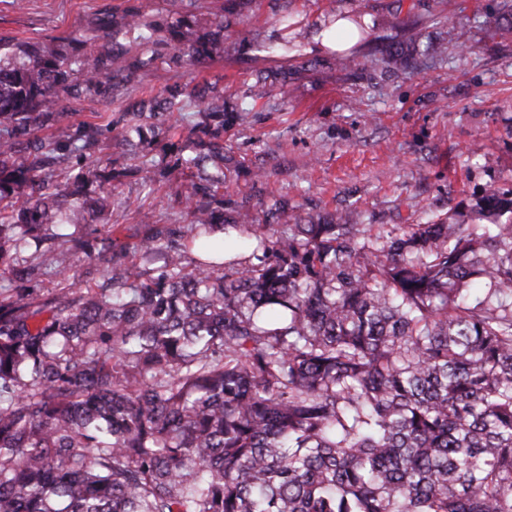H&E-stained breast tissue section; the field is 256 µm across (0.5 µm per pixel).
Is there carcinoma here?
I'll list each match as a JSON object with an SVG mask.
<instances>
[{"mask_svg":"<svg viewBox=\"0 0 512 512\" xmlns=\"http://www.w3.org/2000/svg\"><path fill=\"white\" fill-rule=\"evenodd\" d=\"M229 2L122 0L77 54L0 37V512H512V189L427 224L240 212L224 258L225 124L290 93L286 65L199 77L255 38ZM88 98L107 123L47 133ZM108 141L189 220L139 211L128 263L89 220L128 173ZM73 257L91 284L40 288Z\"/></svg>","mask_w":512,"mask_h":512,"instance_id":"obj_1","label":"carcinoma"}]
</instances>
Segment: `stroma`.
Returning a JSON list of instances; mask_svg holds the SVG:
<instances>
[{"label": "stroma", "mask_w": 512, "mask_h": 512, "mask_svg": "<svg viewBox=\"0 0 512 512\" xmlns=\"http://www.w3.org/2000/svg\"><path fill=\"white\" fill-rule=\"evenodd\" d=\"M120 0H0V35L66 39L87 28ZM289 9L319 22V0H247L250 28L261 36L276 29ZM460 12L470 28L439 23ZM498 0H364L367 34L348 53L357 68L331 64L332 53L306 41L300 66L290 68L293 93L276 108L256 104L249 127H227L224 152L234 165L224 172V215L256 211L274 201L303 213L344 212L357 224H424L446 216L489 183L512 188V34L493 24ZM425 22L446 39L448 53L395 75L382 56L417 51L403 23ZM475 46L471 55L461 44ZM233 65L214 64L208 77H223L225 92L252 81L260 65L255 46L236 47ZM140 174L112 192L107 229L120 260L140 230L137 208H150L158 224L180 227L187 219L173 185L146 194Z\"/></svg>", "instance_id": "1"}]
</instances>
